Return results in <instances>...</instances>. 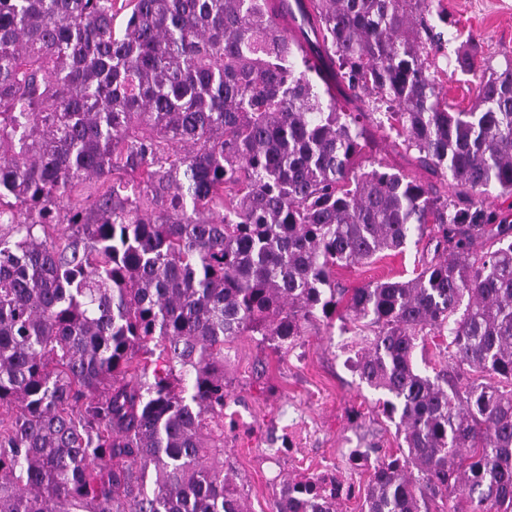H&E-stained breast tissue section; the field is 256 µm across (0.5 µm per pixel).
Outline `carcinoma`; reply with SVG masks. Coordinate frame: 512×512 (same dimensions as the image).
Listing matches in <instances>:
<instances>
[{
	"instance_id": "1",
	"label": "carcinoma",
	"mask_w": 512,
	"mask_h": 512,
	"mask_svg": "<svg viewBox=\"0 0 512 512\" xmlns=\"http://www.w3.org/2000/svg\"><path fill=\"white\" fill-rule=\"evenodd\" d=\"M285 3L0 0V512H247L224 349L336 317L372 328L352 365L403 436L361 512H512V221L475 201L512 194V60L461 46L456 109L435 0ZM364 119L456 197L362 168ZM426 232L414 278L336 287ZM339 501L298 474L275 512ZM444 357L438 354V349H436L434 343L429 338L426 342L425 351L421 349V343L418 345L415 355V363L418 369L421 371L433 375V369L440 368V361L443 364Z\"/></svg>"
}]
</instances>
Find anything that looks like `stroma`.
Here are the masks:
<instances>
[{
  "mask_svg": "<svg viewBox=\"0 0 512 512\" xmlns=\"http://www.w3.org/2000/svg\"><path fill=\"white\" fill-rule=\"evenodd\" d=\"M441 5L448 14L450 39L439 58V91L463 109L477 100L480 77L456 70L459 39L470 38L493 65L512 58V0H442ZM365 137L363 165L379 162L431 180L413 155L396 147L375 125H367ZM434 249L429 239L411 238L401 251L337 269L336 282L350 289L411 278ZM366 341L351 324L337 320L328 327L318 320L287 352L274 351L257 335L232 344L224 377L230 392L227 410L237 428L224 435V458L236 473L249 512H273L283 479L316 472L325 458L353 490L340 501L339 512H360L371 471L354 466L350 450L359 448L380 460L399 444L394 423L378 408V392L361 384L348 362Z\"/></svg>",
  "mask_w": 512,
  "mask_h": 512,
  "instance_id": "1",
  "label": "stroma"
}]
</instances>
